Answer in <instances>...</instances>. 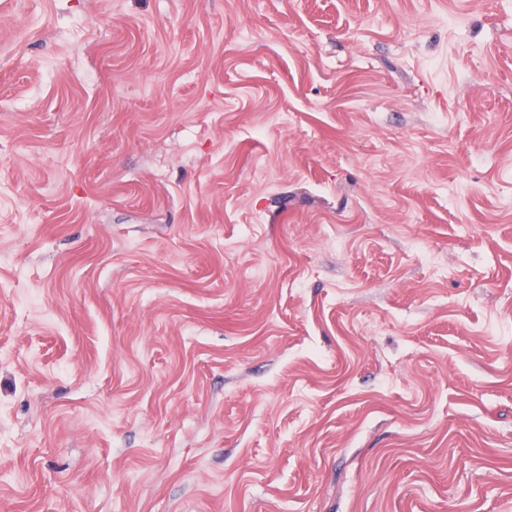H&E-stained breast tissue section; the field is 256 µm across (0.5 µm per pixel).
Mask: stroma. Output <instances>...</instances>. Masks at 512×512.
<instances>
[{
	"instance_id": "obj_1",
	"label": "stroma",
	"mask_w": 512,
	"mask_h": 512,
	"mask_svg": "<svg viewBox=\"0 0 512 512\" xmlns=\"http://www.w3.org/2000/svg\"><path fill=\"white\" fill-rule=\"evenodd\" d=\"M0 512H512V0H0Z\"/></svg>"
}]
</instances>
